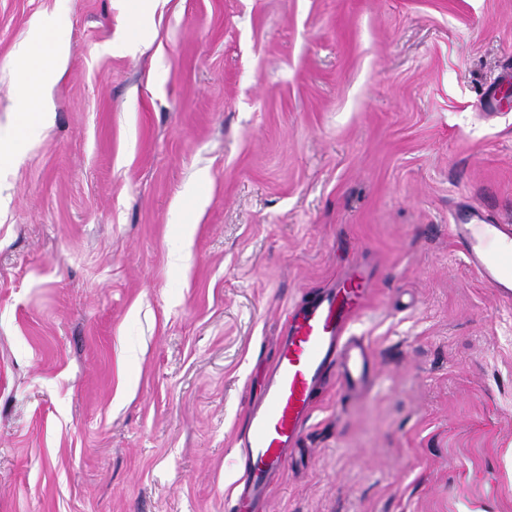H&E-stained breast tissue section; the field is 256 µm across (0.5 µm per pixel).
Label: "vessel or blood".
<instances>
[{
  "label": "vessel or blood",
  "instance_id": "obj_1",
  "mask_svg": "<svg viewBox=\"0 0 512 512\" xmlns=\"http://www.w3.org/2000/svg\"><path fill=\"white\" fill-rule=\"evenodd\" d=\"M454 229L470 268L498 295L511 298L512 225L479 224L462 213ZM372 286L369 271L358 267L313 304L287 312L263 400L250 410L241 438L243 491L234 512H262L273 478L287 468L299 445L319 390L333 379L347 396L370 386L375 355L348 328L366 307Z\"/></svg>",
  "mask_w": 512,
  "mask_h": 512
}]
</instances>
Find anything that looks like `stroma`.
<instances>
[{"label":"stroma","instance_id":"35a3bbf8","mask_svg":"<svg viewBox=\"0 0 512 512\" xmlns=\"http://www.w3.org/2000/svg\"><path fill=\"white\" fill-rule=\"evenodd\" d=\"M507 70L512 0H0V512H231L285 310L359 263L371 388L266 512H512V301L453 228L512 221ZM50 29H42L32 38L21 42L18 45L17 57L24 60H34L40 69L41 84H48L59 74L66 62L61 54L59 45L50 41Z\"/></svg>","mask_w":512,"mask_h":512}]
</instances>
